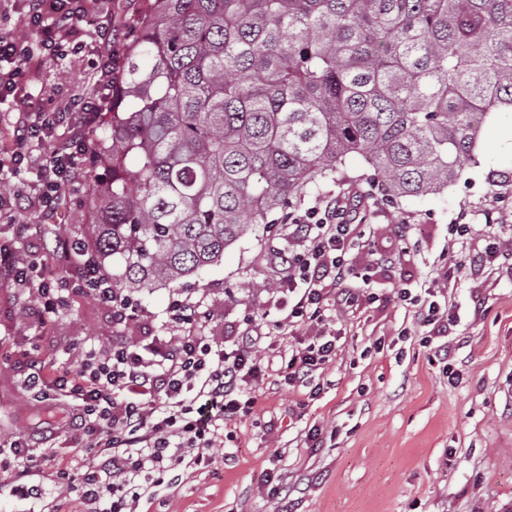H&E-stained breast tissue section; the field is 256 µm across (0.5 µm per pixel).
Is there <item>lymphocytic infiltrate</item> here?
<instances>
[{"instance_id":"f902f5d3","label":"lymphocytic infiltrate","mask_w":512,"mask_h":512,"mask_svg":"<svg viewBox=\"0 0 512 512\" xmlns=\"http://www.w3.org/2000/svg\"><path fill=\"white\" fill-rule=\"evenodd\" d=\"M27 34L0 32V104L24 88L34 68L46 59L67 55L68 37L89 9L90 0H21ZM95 67L105 87L118 85L122 56L110 23L96 36ZM108 104L98 97L72 111L20 112L0 133V171L22 168L35 173L38 185L26 206L50 216L60 198L72 195L90 167L86 134ZM67 138L57 143L54 133ZM351 201L329 199L293 209L287 223L299 226L303 249L289 253L288 273L280 279L288 296L280 318L249 315L231 344L205 336L194 303L174 300L168 311L174 336H148L137 343L81 347L75 364L53 366L39 349L18 348L5 358L21 387L34 397H54L67 409L62 429L80 456L61 463L53 446L17 436L0 446V480L21 495L37 499L41 488L17 482L19 474L52 468L59 485L79 493L86 512H134L149 487L175 481L178 466L208 467L210 448L224 439V422L251 410L272 368L291 386H309L336 358L332 334L315 337L303 348L289 345L291 327L319 324L326 311L346 309L368 293L369 281L353 268L348 250L355 229ZM61 257L79 261L75 289L92 296L113 322L142 317L134 297L113 288L91 246L68 237L55 241ZM38 251L0 246V279L13 284L30 302L41 325H49L64 306L60 289L43 272ZM454 302L432 301L415 309L414 322L430 338L450 336Z\"/></svg>"}]
</instances>
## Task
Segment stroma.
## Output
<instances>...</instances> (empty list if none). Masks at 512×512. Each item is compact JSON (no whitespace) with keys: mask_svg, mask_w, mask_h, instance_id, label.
Returning a JSON list of instances; mask_svg holds the SVG:
<instances>
[{"mask_svg":"<svg viewBox=\"0 0 512 512\" xmlns=\"http://www.w3.org/2000/svg\"><path fill=\"white\" fill-rule=\"evenodd\" d=\"M144 16L142 0H97L72 37L77 51L44 63L29 92L19 93L20 110L68 111L73 101L103 94L93 65L92 34L103 21L118 23L122 43L133 38ZM512 112L485 118L475 157L448 189L436 194L383 200L372 188V172L359 156L301 199L302 205L336 195L359 197L361 239L349 257L378 295L331 316L337 356L328 365L319 394L285 383H267L250 414L224 425V445L213 449L206 469H183L177 484L151 488L141 512H501L512 503ZM469 210L472 236L467 249L482 255L479 266L458 273L450 360L424 343L410 305L393 296L411 289L442 290L448 278V229L460 210ZM410 218L403 226L401 218ZM40 230L45 272L77 279L78 267L53 258V229L37 212L22 210L0 220V244L15 246L14 225ZM302 237L275 222L248 227L221 259L176 284L138 294L147 319L114 325L108 310L80 293L49 327H42L12 302L0 282V334L17 344L40 337L49 359L74 360L91 341L131 343L165 335L168 307L175 299L201 302L205 334L234 341L243 317L254 310L280 317L279 296L270 284L282 275L281 259L300 250ZM396 253L392 265L379 254ZM383 349H375L376 340ZM453 364L461 376L449 385ZM57 410L37 411L18 387L10 366L0 361V440L37 427L49 431ZM325 430L321 447L310 448L312 426ZM281 478L279 497L261 485L264 470ZM42 485L35 504L0 486V512H84L78 493L60 487L52 469L30 472Z\"/></svg>","mask_w":512,"mask_h":512,"instance_id":"obj_1","label":"stroma"}]
</instances>
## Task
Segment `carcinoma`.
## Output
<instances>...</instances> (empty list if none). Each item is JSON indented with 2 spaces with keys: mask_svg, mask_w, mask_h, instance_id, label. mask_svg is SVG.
<instances>
[{
  "mask_svg": "<svg viewBox=\"0 0 512 512\" xmlns=\"http://www.w3.org/2000/svg\"><path fill=\"white\" fill-rule=\"evenodd\" d=\"M512 111V0H154L93 149L84 236L112 287H166L363 157L440 192Z\"/></svg>",
  "mask_w": 512,
  "mask_h": 512,
  "instance_id": "1",
  "label": "carcinoma"
}]
</instances>
